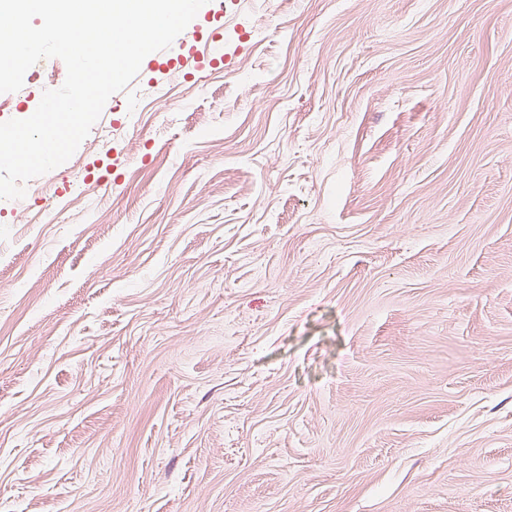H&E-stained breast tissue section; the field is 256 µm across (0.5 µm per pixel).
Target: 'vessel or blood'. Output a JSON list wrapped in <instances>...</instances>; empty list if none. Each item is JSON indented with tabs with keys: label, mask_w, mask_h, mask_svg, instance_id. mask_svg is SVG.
<instances>
[{
	"label": "vessel or blood",
	"mask_w": 512,
	"mask_h": 512,
	"mask_svg": "<svg viewBox=\"0 0 512 512\" xmlns=\"http://www.w3.org/2000/svg\"><path fill=\"white\" fill-rule=\"evenodd\" d=\"M148 59L163 80L178 71L195 70L205 64L216 66L224 61L214 41L196 27L185 28L170 48L153 52Z\"/></svg>",
	"instance_id": "b4317fda"
}]
</instances>
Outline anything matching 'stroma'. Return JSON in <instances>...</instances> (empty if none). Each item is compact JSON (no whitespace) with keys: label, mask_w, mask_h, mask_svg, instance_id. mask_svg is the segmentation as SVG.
Masks as SVG:
<instances>
[{"label":"stroma","mask_w":512,"mask_h":512,"mask_svg":"<svg viewBox=\"0 0 512 512\" xmlns=\"http://www.w3.org/2000/svg\"><path fill=\"white\" fill-rule=\"evenodd\" d=\"M225 11L0 199V512H512V0ZM211 4L210 15L215 26L210 33L205 34L198 27H186L170 48L146 56L145 59L154 64L153 70L159 74L158 81L171 77L177 71L199 69L205 63L216 66L224 62V56L214 43L224 17V1L211 0Z\"/></svg>","instance_id":"stroma-1"}]
</instances>
